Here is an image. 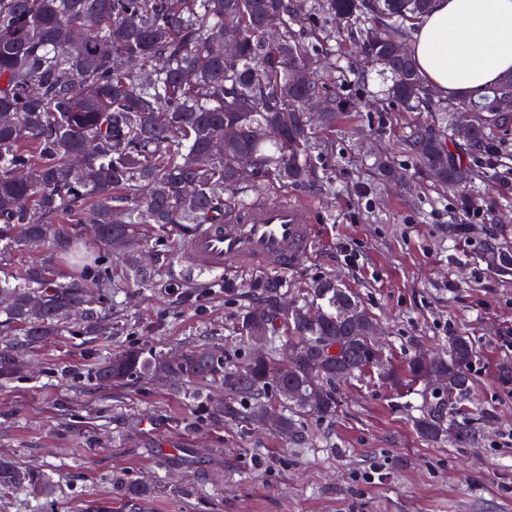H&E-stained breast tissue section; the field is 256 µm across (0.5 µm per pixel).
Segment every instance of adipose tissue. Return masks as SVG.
<instances>
[{"label": "adipose tissue", "mask_w": 512, "mask_h": 512, "mask_svg": "<svg viewBox=\"0 0 512 512\" xmlns=\"http://www.w3.org/2000/svg\"><path fill=\"white\" fill-rule=\"evenodd\" d=\"M411 54L435 91L476 97L512 74V0H432Z\"/></svg>", "instance_id": "adipose-tissue-1"}]
</instances>
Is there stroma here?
<instances>
[{
    "mask_svg": "<svg viewBox=\"0 0 512 512\" xmlns=\"http://www.w3.org/2000/svg\"><path fill=\"white\" fill-rule=\"evenodd\" d=\"M323 50L360 109L322 133L333 155L315 156L308 182L260 192L312 203L307 256L275 275L228 269L199 278L177 261L145 288L113 259L112 298L94 309L102 333L63 320L29 348L19 328L0 326V347H14L28 367L0 380V455L41 465L53 485L46 500L0 497V512H85L96 502L127 512V489L138 482L150 489L143 512H512V275L482 257L491 240L512 252V139L506 163L479 168L478 216L454 234L463 217L456 191L419 174L407 151L416 113L391 107L379 68L360 78L357 44L336 37ZM378 154L406 185L380 180ZM335 276L382 326L383 364L341 383L335 416L305 417L299 441L225 416L248 401L219 379L94 376L130 346L166 355L205 347L237 367L247 353L237 317L260 305L259 284L276 280L302 298L313 281ZM172 279L184 283L176 297L166 288ZM455 335L469 338L474 359L470 395L449 412L471 420L475 438L428 441L415 420L433 394L405 370L410 357L442 352ZM387 366L402 373L401 385L386 380Z\"/></svg>",
    "mask_w": 512,
    "mask_h": 512,
    "instance_id": "obj_1",
    "label": "stroma"
}]
</instances>
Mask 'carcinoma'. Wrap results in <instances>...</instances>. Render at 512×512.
I'll use <instances>...</instances> for the list:
<instances>
[{"label":"carcinoma","instance_id":"cac0c4a2","mask_svg":"<svg viewBox=\"0 0 512 512\" xmlns=\"http://www.w3.org/2000/svg\"><path fill=\"white\" fill-rule=\"evenodd\" d=\"M431 0H0V242L44 257L29 265L22 282L0 279L8 299L6 321L22 327L29 347L53 335L56 321L89 313L96 298L111 294L100 259L69 282L49 277L55 256L73 251L68 224L90 225L100 248L137 236L141 224L154 228L143 240L151 264L133 251L115 254L139 285L175 262L164 247L168 226L192 234L205 224L224 223V209L240 190L262 185L296 187L312 172L317 128L334 129L337 119L358 109L356 99L336 90V64L322 57L315 41L324 22L339 21L362 42L365 58L390 74L391 104L440 112L455 129L468 122L467 145L502 160L512 133V76L477 100L435 105L436 92L411 55L392 54L390 41H405L412 21ZM306 23L314 41L293 26ZM296 68L319 70L307 87L292 83ZM321 96L325 108L310 117L306 100ZM237 134L229 137L226 128ZM89 141L96 151L83 164L73 157ZM415 166L445 187L466 189L457 206L475 201V170L451 151L434 125L418 122L406 139ZM253 153L251 174L238 173L240 152ZM390 182L404 174L377 158ZM195 194L183 195L185 184ZM484 260L512 271V253L489 243ZM281 285L263 289V318L242 311L238 327L251 342L265 322L266 346L232 371L207 350L177 357L123 350L98 368L99 379L224 378L229 393L250 400L249 422L286 438L300 435L298 417L336 415V385L373 363L371 330L376 318L334 279H319L307 297L283 312ZM42 307L34 309V300ZM288 356H283V350ZM474 352L465 336L448 337V353L426 366L412 358L407 373L426 381L442 376L448 388L415 420L421 437L438 440L451 432L464 441L467 423L448 421L445 398L470 393ZM19 357L0 349V376L17 372ZM283 401L276 418L265 412L264 390ZM52 486L38 466L21 468L0 458V494L47 496Z\"/></svg>","mask_w":512,"mask_h":512}]
</instances>
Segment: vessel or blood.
<instances>
[{
  "mask_svg": "<svg viewBox=\"0 0 512 512\" xmlns=\"http://www.w3.org/2000/svg\"><path fill=\"white\" fill-rule=\"evenodd\" d=\"M303 202L260 198L228 212L223 223L208 224L183 243L181 261L190 271L285 270L311 247L314 231Z\"/></svg>",
  "mask_w": 512,
  "mask_h": 512,
  "instance_id": "obj_1",
  "label": "vessel or blood"
}]
</instances>
